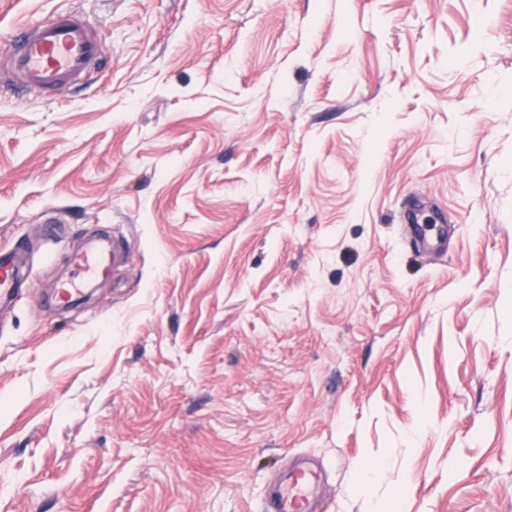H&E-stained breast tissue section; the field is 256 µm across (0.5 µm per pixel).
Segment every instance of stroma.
<instances>
[{"label": "stroma", "instance_id": "obj_1", "mask_svg": "<svg viewBox=\"0 0 512 512\" xmlns=\"http://www.w3.org/2000/svg\"><path fill=\"white\" fill-rule=\"evenodd\" d=\"M63 9L101 67L0 89V512H262L299 456L320 512H512V0H0V55ZM407 224H411L413 233L420 239L423 247L438 243L446 236L445 224H427V219L414 209L407 213ZM111 264V253L104 242H92L74 257V266L78 271L89 273L93 277L106 274ZM24 249L16 247L0 252V302L10 300L24 276Z\"/></svg>", "mask_w": 512, "mask_h": 512}]
</instances>
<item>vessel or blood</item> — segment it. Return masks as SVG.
I'll return each mask as SVG.
<instances>
[{
  "mask_svg": "<svg viewBox=\"0 0 512 512\" xmlns=\"http://www.w3.org/2000/svg\"><path fill=\"white\" fill-rule=\"evenodd\" d=\"M13 49L0 57V81L21 85L39 95H49L79 84L103 55L97 28L72 11L16 26ZM407 222L422 246L444 239L447 229L430 224L416 210H409ZM111 264L109 247L103 242L88 244L74 257L77 270L99 276ZM24 250L17 247L0 252V302L10 300L24 276ZM320 493L317 471L300 468L283 474L266 495L265 512H314Z\"/></svg>",
  "mask_w": 512,
  "mask_h": 512,
  "instance_id": "b4317fda",
  "label": "vessel or blood"
}]
</instances>
